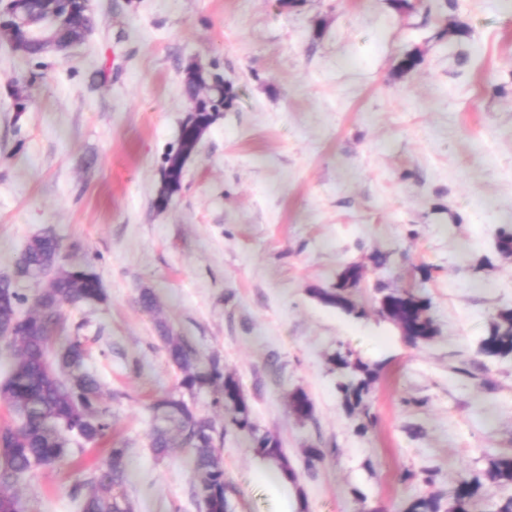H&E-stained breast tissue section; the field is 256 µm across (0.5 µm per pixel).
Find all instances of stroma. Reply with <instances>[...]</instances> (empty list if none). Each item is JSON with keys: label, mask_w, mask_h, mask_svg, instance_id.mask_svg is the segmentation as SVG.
I'll use <instances>...</instances> for the list:
<instances>
[{"label": "stroma", "mask_w": 512, "mask_h": 512, "mask_svg": "<svg viewBox=\"0 0 512 512\" xmlns=\"http://www.w3.org/2000/svg\"><path fill=\"white\" fill-rule=\"evenodd\" d=\"M90 3L85 39L41 68L0 43V276L46 230L61 266L98 274L105 302L68 313L131 446L134 512H203L190 450L150 448L146 404L177 379L159 320L238 379L304 512H404L432 495L449 512L461 471L512 450V357L479 352L512 304V257L495 248L512 225V0ZM408 53L421 63L406 73ZM194 60L235 98L160 209ZM352 262L361 316L313 294ZM381 280L430 300L433 340L409 344L379 313ZM144 288L155 312L138 303ZM339 348L383 365L363 434L328 361ZM472 361L484 369L462 374ZM298 389L305 420L288 407ZM309 448L323 452L312 468ZM105 458L86 446L15 491L27 512H79L70 488ZM223 458L232 512H276L249 436L229 430Z\"/></svg>", "instance_id": "1"}]
</instances>
